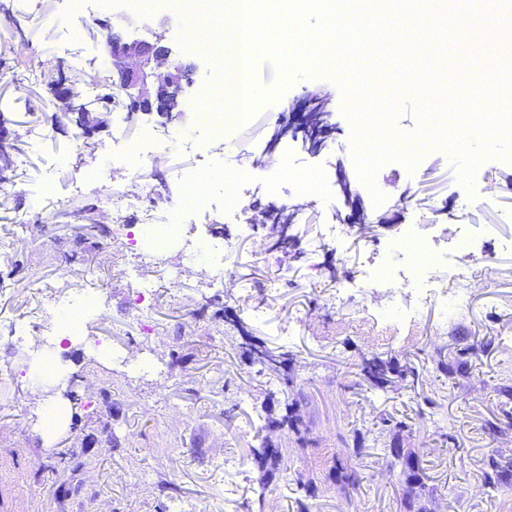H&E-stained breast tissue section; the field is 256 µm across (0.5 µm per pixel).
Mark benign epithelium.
I'll return each mask as SVG.
<instances>
[{
  "mask_svg": "<svg viewBox=\"0 0 512 512\" xmlns=\"http://www.w3.org/2000/svg\"><path fill=\"white\" fill-rule=\"evenodd\" d=\"M106 27L111 29L104 41L110 87L112 94L126 102L128 121L134 123L154 113L169 121L180 118L179 103L196 66L170 46L166 23L155 25L150 40L127 36L110 23ZM53 93L72 117L80 137L92 138L109 127L111 109L84 104L65 82L55 86Z\"/></svg>",
  "mask_w": 512,
  "mask_h": 512,
  "instance_id": "1",
  "label": "benign epithelium"
}]
</instances>
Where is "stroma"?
Wrapping results in <instances>:
<instances>
[{"instance_id":"1","label":"stroma","mask_w":512,"mask_h":512,"mask_svg":"<svg viewBox=\"0 0 512 512\" xmlns=\"http://www.w3.org/2000/svg\"><path fill=\"white\" fill-rule=\"evenodd\" d=\"M91 14H67L66 0H0V115L8 119L16 153L29 154L25 168H11L0 182V241L17 248L0 258V512H298L297 482H312L311 512H407L406 484L390 471L384 448L393 440L419 451L428 512H512V486L487 495V456L512 463V411L502 387H512V224L498 220L512 209V165L486 159L472 196L455 194V169L445 151L426 149L415 170L383 164L375 184L384 199L347 201L337 185L339 171L353 172V126L335 113L330 154L298 156L286 179L322 182L334 208L323 212L311 200H297L304 221L288 227L284 247L258 246L241 239L236 225H202L204 236L231 248L232 283L207 285L209 262L200 252L189 259L170 254L167 265L149 271L156 284L144 333L141 311L128 281L113 268L123 254L112 238L114 223L142 224L132 208L102 209V192L126 193L117 172L103 186L82 182L80 157L90 150L48 87L66 75L80 95L92 80L107 77L102 30L87 31ZM462 37L433 44L430 53L447 65L450 85L464 87L476 74ZM373 89L400 98L392 127L416 134L420 120L405 100L409 88L373 79ZM287 103L266 101L262 111L235 126L230 142L215 146L209 193L224 192L225 174L244 160H259L262 171H280L278 150L269 146L272 112L298 109L311 94L335 98L334 85L298 76ZM194 157L173 142L164 159L142 168V185L157 190V216L181 207L189 188L178 178ZM282 171V170H281ZM53 175L46 196L44 175ZM368 221H354L355 210ZM440 210L437 223L421 228L438 248L451 247L460 225L473 246L461 254L471 274L462 284L465 306L434 303L420 321L394 331L382 319L386 297L364 277L370 263L389 252L401 225L414 214ZM391 225L378 226L379 217ZM344 229L339 241L321 236L323 225ZM182 271L170 285L169 268ZM102 287L109 318H84L91 334L118 354L63 342L56 361L69 392L65 424L44 435L42 405L46 379L31 352L16 343L12 323L36 321L58 283L81 288L86 278ZM253 286L241 294L238 283ZM356 291H349V283ZM288 354L281 371L253 364L246 341ZM466 357L464 373L443 375L438 357ZM378 358L412 365L418 379L393 378L382 391L363 378L364 361ZM291 388H283L281 375ZM402 415L401 433L383 427L384 414ZM293 415L308 438L299 447L292 433L267 427V418ZM364 449L353 453V434ZM278 444L287 475L265 476L250 461L260 441ZM239 466L230 476L218 469L225 457ZM351 463L358 483L338 482L335 462Z\"/></svg>"}]
</instances>
